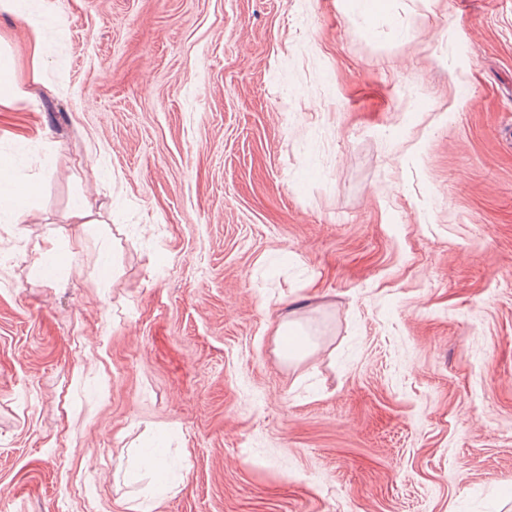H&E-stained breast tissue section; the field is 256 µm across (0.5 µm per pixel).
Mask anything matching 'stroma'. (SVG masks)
Returning a JSON list of instances; mask_svg holds the SVG:
<instances>
[{"mask_svg": "<svg viewBox=\"0 0 512 512\" xmlns=\"http://www.w3.org/2000/svg\"><path fill=\"white\" fill-rule=\"evenodd\" d=\"M364 2L0 5V512H512V0Z\"/></svg>", "mask_w": 512, "mask_h": 512, "instance_id": "stroma-1", "label": "stroma"}]
</instances>
